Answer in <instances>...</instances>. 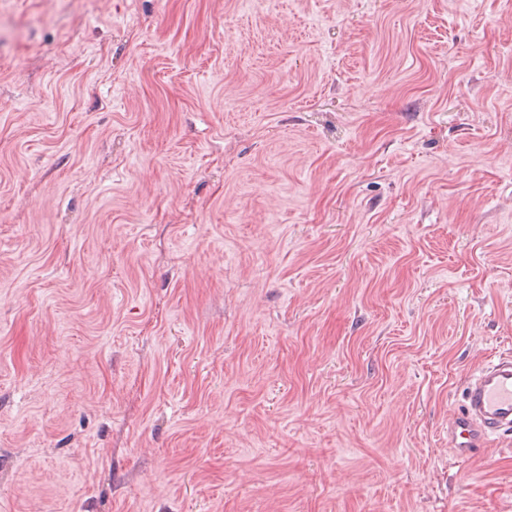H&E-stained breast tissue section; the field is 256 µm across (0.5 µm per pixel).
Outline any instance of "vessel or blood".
<instances>
[{
	"mask_svg": "<svg viewBox=\"0 0 512 512\" xmlns=\"http://www.w3.org/2000/svg\"><path fill=\"white\" fill-rule=\"evenodd\" d=\"M512 431V355L486 362L467 379L462 402L448 420V446L457 458Z\"/></svg>",
	"mask_w": 512,
	"mask_h": 512,
	"instance_id": "b4317fda",
	"label": "vessel or blood"
}]
</instances>
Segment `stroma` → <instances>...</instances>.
Returning a JSON list of instances; mask_svg holds the SVG:
<instances>
[{"instance_id":"35a3bbf8","label":"stroma","mask_w":512,"mask_h":512,"mask_svg":"<svg viewBox=\"0 0 512 512\" xmlns=\"http://www.w3.org/2000/svg\"><path fill=\"white\" fill-rule=\"evenodd\" d=\"M512 0H0V512H512ZM462 403L448 420V446L469 459L512 431V355L486 362L467 379Z\"/></svg>"}]
</instances>
